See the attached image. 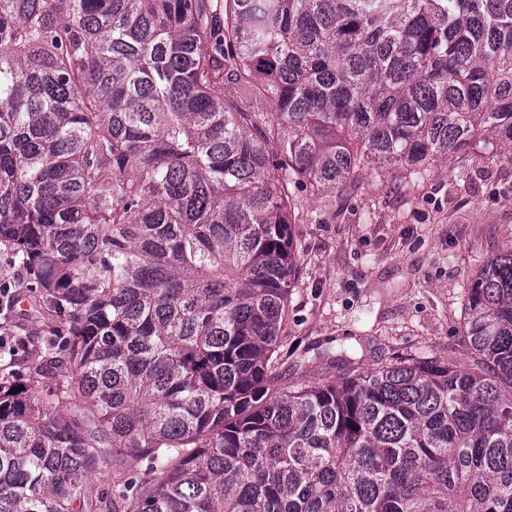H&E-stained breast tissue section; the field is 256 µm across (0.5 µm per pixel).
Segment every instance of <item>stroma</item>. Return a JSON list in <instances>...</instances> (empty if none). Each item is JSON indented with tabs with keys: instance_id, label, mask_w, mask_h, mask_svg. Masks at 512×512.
Listing matches in <instances>:
<instances>
[{
	"instance_id": "35a3bbf8",
	"label": "stroma",
	"mask_w": 512,
	"mask_h": 512,
	"mask_svg": "<svg viewBox=\"0 0 512 512\" xmlns=\"http://www.w3.org/2000/svg\"><path fill=\"white\" fill-rule=\"evenodd\" d=\"M299 271L280 335L281 382L341 376L400 357L472 354L460 337L463 288L484 260L512 247V162L471 157L413 181L371 176L342 198L294 188Z\"/></svg>"
}]
</instances>
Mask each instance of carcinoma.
Masks as SVG:
<instances>
[{
    "label": "carcinoma",
    "instance_id": "cac0c4a2",
    "mask_svg": "<svg viewBox=\"0 0 512 512\" xmlns=\"http://www.w3.org/2000/svg\"><path fill=\"white\" fill-rule=\"evenodd\" d=\"M488 147L512 0H0V245L48 316L0 354V512H512V249L465 288L471 366L275 356L292 187Z\"/></svg>",
    "mask_w": 512,
    "mask_h": 512
}]
</instances>
